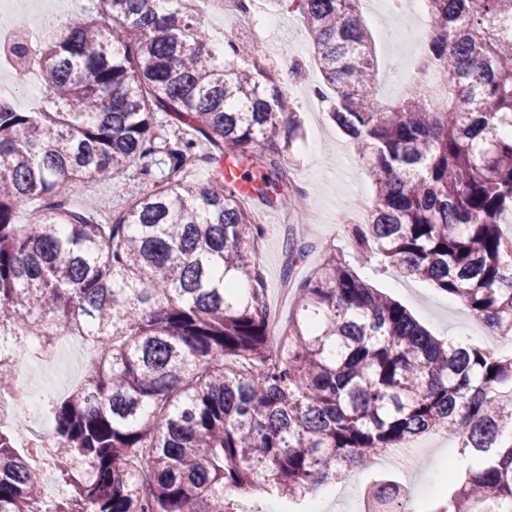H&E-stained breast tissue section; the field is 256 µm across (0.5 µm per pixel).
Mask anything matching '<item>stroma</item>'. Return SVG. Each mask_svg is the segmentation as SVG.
I'll use <instances>...</instances> for the list:
<instances>
[{
	"label": "stroma",
	"mask_w": 512,
	"mask_h": 512,
	"mask_svg": "<svg viewBox=\"0 0 512 512\" xmlns=\"http://www.w3.org/2000/svg\"><path fill=\"white\" fill-rule=\"evenodd\" d=\"M362 14L371 29L378 59L379 84L377 98L384 103L397 100L404 91L395 72L402 58H414L413 49L397 52L391 42L399 20L386 6L372 8L362 5ZM286 91L294 103L301 123L299 137L293 145L291 160L305 174L308 190L315 201V221L294 229L287 224V213L259 201L249 202L266 234L256 259L266 284L267 300L274 314L272 329L288 323L293 312L292 299L296 284L311 275L321 263L326 249L353 253L354 246L338 215L342 206L355 198L372 200L374 185L363 162L353 153L348 138L330 122L326 112H316L309 106L304 93L294 86ZM150 181L137 170H129L118 182L85 178L73 186V202L85 209L118 210L148 193ZM295 231L306 246L302 261L289 263L283 248L287 231ZM292 267L291 279H284L285 267ZM358 275L371 287L377 288L404 305L413 316L435 336L442 339L461 338L483 348L493 349L503 356L512 355V342L490 340L485 327L475 321L457 302L448 299L429 282L406 278L391 268L378 269L357 266ZM36 377L47 387L64 388L83 369L78 346L63 347L54 364H35ZM457 442L443 432L419 438L407 454H387L366 470H357L342 483L328 487L313 497L321 512H365L361 492L381 476L406 486L419 512L448 499L456 483L448 475V463L457 455Z\"/></svg>",
	"instance_id": "35a3bbf8"
}]
</instances>
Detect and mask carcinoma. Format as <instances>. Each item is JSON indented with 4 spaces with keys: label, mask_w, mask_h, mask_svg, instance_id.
Returning a JSON list of instances; mask_svg holds the SVG:
<instances>
[{
    "label": "carcinoma",
    "mask_w": 512,
    "mask_h": 512,
    "mask_svg": "<svg viewBox=\"0 0 512 512\" xmlns=\"http://www.w3.org/2000/svg\"><path fill=\"white\" fill-rule=\"evenodd\" d=\"M194 3L91 0L42 45L44 108L0 100V336L29 337L34 360L61 336L94 348L80 384L43 399L52 447L0 425V512L298 501L440 430L459 441L460 479L433 512H512V401L493 398L512 389V357L431 336L331 250L272 340L249 252L265 227L240 184L293 207L282 155L300 123L261 50ZM360 3L288 0L375 185L367 221L347 225L357 258L433 283L512 340V0H422L415 76L389 104ZM216 154L237 176L188 180ZM133 166L155 188L126 208L72 203L73 182ZM25 398L0 357V401ZM46 469L66 488L49 501ZM370 491L372 512H407L399 483Z\"/></svg>",
    "instance_id": "cac0c4a2"
}]
</instances>
